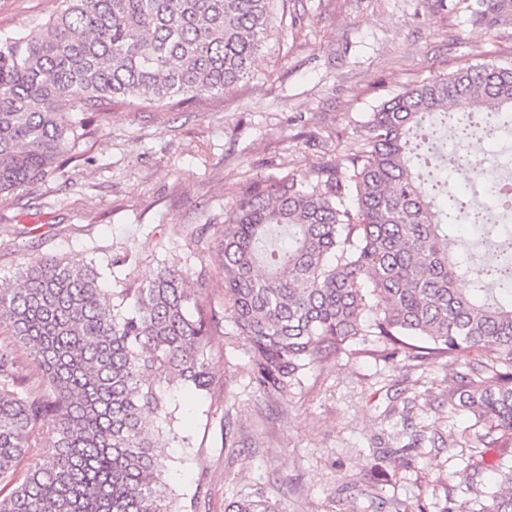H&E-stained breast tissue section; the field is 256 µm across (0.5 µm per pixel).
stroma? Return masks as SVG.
Returning <instances> with one entry per match:
<instances>
[{
	"label": "stroma",
	"instance_id": "obj_1",
	"mask_svg": "<svg viewBox=\"0 0 512 512\" xmlns=\"http://www.w3.org/2000/svg\"><path fill=\"white\" fill-rule=\"evenodd\" d=\"M59 7L0 0V29H34ZM510 56L511 27L487 32L451 0H292L252 79L175 109L112 104L73 159L0 199V288L26 260L83 255L111 266L110 291L164 265L187 270L215 314L212 394L166 392L173 505L193 498L197 512H225L260 491L279 512H390L396 499L435 512L448 493L457 512H477L473 420L448 407L472 353L419 373L355 343L306 371L288 399H265L224 302L215 236L239 183L339 164L369 113L404 87ZM420 426L441 442L404 452Z\"/></svg>",
	"mask_w": 512,
	"mask_h": 512
}]
</instances>
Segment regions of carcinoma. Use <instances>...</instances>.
<instances>
[{
	"label": "carcinoma",
	"mask_w": 512,
	"mask_h": 512,
	"mask_svg": "<svg viewBox=\"0 0 512 512\" xmlns=\"http://www.w3.org/2000/svg\"><path fill=\"white\" fill-rule=\"evenodd\" d=\"M472 23L512 25V0H464ZM288 0H61L46 23L0 31V197L45 179L76 147L95 106L173 108L224 94L254 75ZM455 107L453 167L434 144ZM512 123V60L466 64L404 88L370 113L362 144L314 176L246 182L224 230V301L252 351L253 383L286 398L305 371L360 340L384 362L418 370L475 352L448 390L486 448L512 447V195L474 157ZM479 228L492 263L453 253L448 229ZM0 289V325L48 393L19 390L17 359L0 349V512L178 510L162 481L151 417L167 420L161 386L204 396L215 316L164 267L109 294L86 257L30 259ZM54 427L40 433L42 423ZM46 448L22 479L18 463ZM497 475L484 512H512V459L472 463ZM229 512H278L261 493Z\"/></svg>",
	"instance_id": "carcinoma-1"
}]
</instances>
